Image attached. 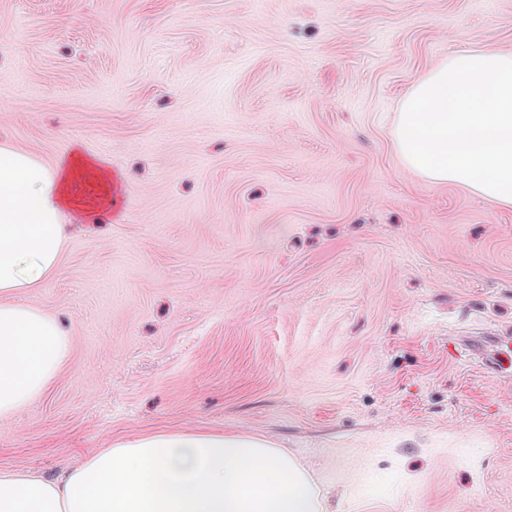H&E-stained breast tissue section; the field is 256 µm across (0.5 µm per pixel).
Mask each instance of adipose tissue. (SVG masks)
Masks as SVG:
<instances>
[{
	"label": "adipose tissue",
	"mask_w": 512,
	"mask_h": 512,
	"mask_svg": "<svg viewBox=\"0 0 512 512\" xmlns=\"http://www.w3.org/2000/svg\"><path fill=\"white\" fill-rule=\"evenodd\" d=\"M395 150L426 180L512 208V52L463 50L399 99ZM112 196L110 174L80 153L57 167L0 144V422L58 377L70 338L19 293L55 275L70 223ZM0 512H325L307 470L247 435L165 432L117 440L57 477L0 472Z\"/></svg>",
	"instance_id": "1"
}]
</instances>
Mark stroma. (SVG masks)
<instances>
[{"label":"stroma","mask_w":512,"mask_h":512,"mask_svg":"<svg viewBox=\"0 0 512 512\" xmlns=\"http://www.w3.org/2000/svg\"><path fill=\"white\" fill-rule=\"evenodd\" d=\"M465 49L512 52V0H0V142L112 176L24 296L72 346L0 471L220 431L329 512H512V209L391 136Z\"/></svg>","instance_id":"35a3bbf8"}]
</instances>
